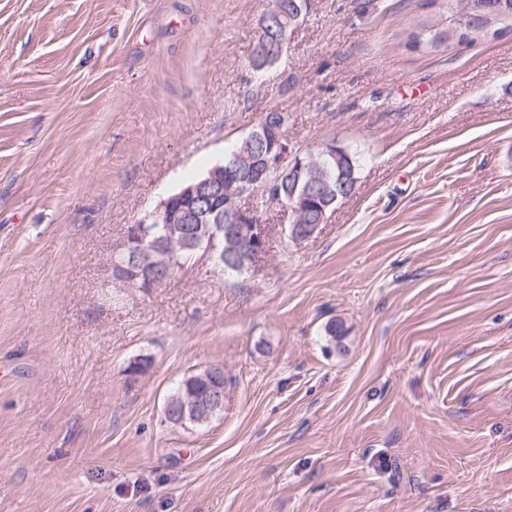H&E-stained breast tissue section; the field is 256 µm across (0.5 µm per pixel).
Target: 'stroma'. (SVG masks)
I'll return each mask as SVG.
<instances>
[{
	"mask_svg": "<svg viewBox=\"0 0 512 512\" xmlns=\"http://www.w3.org/2000/svg\"><path fill=\"white\" fill-rule=\"evenodd\" d=\"M419 4L310 0L258 78L272 0H0V512H512V34L413 50ZM272 109L352 193L115 292L127 225ZM216 366L221 415L169 423ZM284 13L283 7L278 4L273 10L264 13L260 17L257 23L251 63V67L255 71H261L277 63L285 53L287 41L285 36H277L275 42L273 41L274 26L278 21L283 22L282 16Z\"/></svg>",
	"mask_w": 512,
	"mask_h": 512,
	"instance_id": "35a3bbf8",
	"label": "stroma"
}]
</instances>
